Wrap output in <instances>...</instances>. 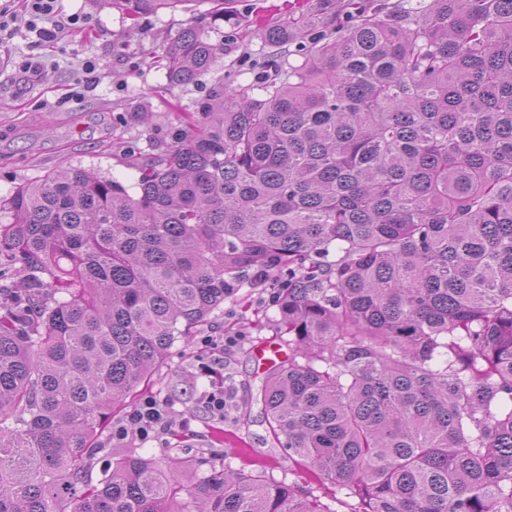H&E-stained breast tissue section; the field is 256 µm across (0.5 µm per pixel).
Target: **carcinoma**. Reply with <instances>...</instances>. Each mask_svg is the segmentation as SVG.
Wrapping results in <instances>:
<instances>
[{
  "mask_svg": "<svg viewBox=\"0 0 512 512\" xmlns=\"http://www.w3.org/2000/svg\"><path fill=\"white\" fill-rule=\"evenodd\" d=\"M136 21L189 0H104ZM288 77L219 79L132 195L70 169L0 201V512H332L261 471L118 456L112 413L242 284L288 358L259 399L288 458L354 512H512V0H320L260 28ZM216 47L185 28L172 85Z\"/></svg>",
  "mask_w": 512,
  "mask_h": 512,
  "instance_id": "1",
  "label": "carcinoma"
}]
</instances>
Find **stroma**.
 Returning a JSON list of instances; mask_svg holds the SVG:
<instances>
[{"mask_svg":"<svg viewBox=\"0 0 512 512\" xmlns=\"http://www.w3.org/2000/svg\"><path fill=\"white\" fill-rule=\"evenodd\" d=\"M286 0H236L233 15L211 20L209 0H189L184 8L163 10L132 22L99 0H60L64 14L80 17V27L57 41L39 44L27 28L24 0H11L14 21L0 32V198L51 172L81 168L105 178L133 184L130 155L144 158L163 151L184 113L195 112L216 79L225 86H261L272 68L268 46L255 32L256 20L277 18ZM197 26L217 48L216 62L186 86L169 85L158 59L188 26ZM42 59L39 72L24 67ZM97 64L87 82L84 60ZM279 314L271 288L248 283L236 296L174 344L165 363L143 389L144 395L171 399L177 424L158 442L113 443L104 431L101 454L87 467L86 480L99 484L109 454L156 456L176 460L172 479L199 459L215 458L233 470L264 467L267 476L321 497L332 512H351L353 501L327 482L299 476L283 449L274 447L256 395L266 373L253 346L281 339ZM224 347L225 383L231 384L223 419L204 408L209 388L196 373L216 345Z\"/></svg>","mask_w":512,"mask_h":512,"instance_id":"1","label":"stroma"}]
</instances>
